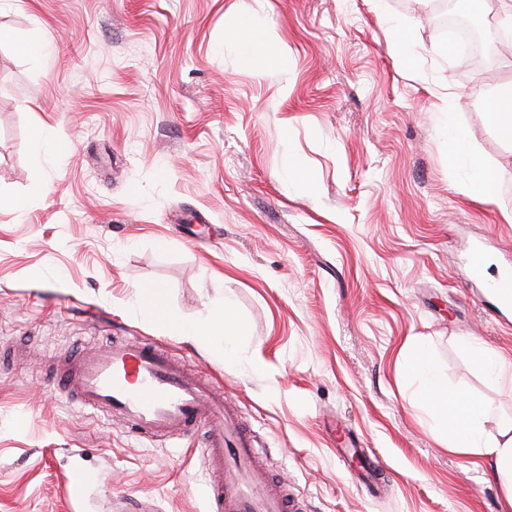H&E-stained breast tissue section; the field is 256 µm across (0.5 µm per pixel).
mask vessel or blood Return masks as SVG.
<instances>
[{
	"mask_svg": "<svg viewBox=\"0 0 512 512\" xmlns=\"http://www.w3.org/2000/svg\"><path fill=\"white\" fill-rule=\"evenodd\" d=\"M57 384L82 406L124 420L141 438L182 439L204 430L211 512H285L288 497L259 467L245 425L221 394L160 346L122 341L78 354Z\"/></svg>",
	"mask_w": 512,
	"mask_h": 512,
	"instance_id": "1",
	"label": "vessel or blood"
}]
</instances>
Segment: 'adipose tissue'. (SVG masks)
Masks as SVG:
<instances>
[{
  "instance_id": "1",
  "label": "adipose tissue",
  "mask_w": 512,
  "mask_h": 512,
  "mask_svg": "<svg viewBox=\"0 0 512 512\" xmlns=\"http://www.w3.org/2000/svg\"><path fill=\"white\" fill-rule=\"evenodd\" d=\"M233 35L241 42L245 64H252L270 52V35L254 16H241ZM174 330L190 340L206 336L225 344L231 337L241 335L245 325L225 303L211 320L178 322ZM406 362L409 367L426 372L427 381L420 390V399L432 405L449 424L454 437L453 451L467 454L476 449L491 460L503 491L504 505L507 512H512V423L498 422L494 409L488 404L467 396H449L447 387L431 371V353L425 345L412 348Z\"/></svg>"
}]
</instances>
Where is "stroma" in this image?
I'll return each mask as SVG.
<instances>
[{
    "label": "stroma",
    "mask_w": 512,
    "mask_h": 512,
    "mask_svg": "<svg viewBox=\"0 0 512 512\" xmlns=\"http://www.w3.org/2000/svg\"><path fill=\"white\" fill-rule=\"evenodd\" d=\"M438 2L0 0V191L30 201L0 211V512H208L203 432L140 438L55 384L56 361L121 336L224 394L293 512H504L493 465L449 450L402 372L423 340L449 393L512 420V386L471 355L512 356L490 302L512 267V140L481 99L512 95V64L454 52ZM247 12L281 63L242 64ZM41 126L70 151L36 155ZM474 157L500 169L489 197ZM226 300L233 359L167 325Z\"/></svg>",
    "instance_id": "35a3bbf8"
}]
</instances>
